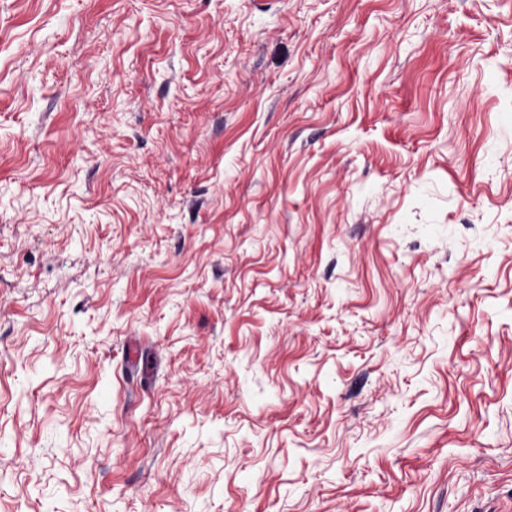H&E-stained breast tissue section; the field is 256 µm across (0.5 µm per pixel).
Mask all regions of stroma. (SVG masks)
I'll use <instances>...</instances> for the list:
<instances>
[{
	"label": "stroma",
	"mask_w": 512,
	"mask_h": 512,
	"mask_svg": "<svg viewBox=\"0 0 512 512\" xmlns=\"http://www.w3.org/2000/svg\"><path fill=\"white\" fill-rule=\"evenodd\" d=\"M0 512H512V0H0Z\"/></svg>",
	"instance_id": "1"
}]
</instances>
